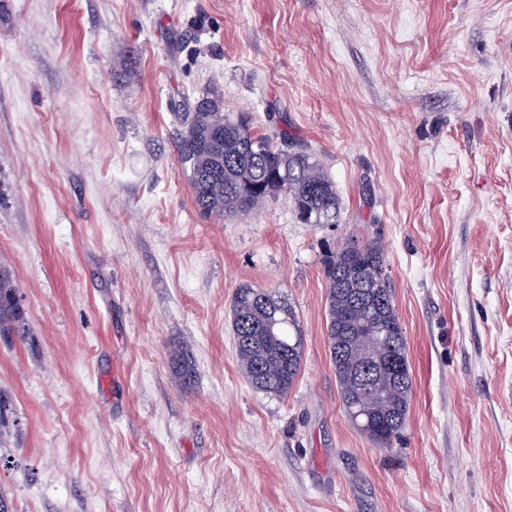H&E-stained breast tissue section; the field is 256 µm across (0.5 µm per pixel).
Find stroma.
<instances>
[{
    "mask_svg": "<svg viewBox=\"0 0 512 512\" xmlns=\"http://www.w3.org/2000/svg\"><path fill=\"white\" fill-rule=\"evenodd\" d=\"M214 91L314 151L339 223L284 192L202 217L178 115ZM353 236L413 377L389 448L328 350L321 257ZM0 265L12 512H512V0H0ZM245 283L299 320L285 396L239 367ZM27 318L9 273L0 266V337L27 336Z\"/></svg>",
    "mask_w": 512,
    "mask_h": 512,
    "instance_id": "stroma-1",
    "label": "stroma"
}]
</instances>
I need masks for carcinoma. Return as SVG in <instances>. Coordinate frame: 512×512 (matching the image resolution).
Here are the masks:
<instances>
[{
  "instance_id": "carcinoma-1",
  "label": "carcinoma",
  "mask_w": 512,
  "mask_h": 512,
  "mask_svg": "<svg viewBox=\"0 0 512 512\" xmlns=\"http://www.w3.org/2000/svg\"><path fill=\"white\" fill-rule=\"evenodd\" d=\"M180 125L177 150L202 214H246L286 192L297 220L306 213L311 220L339 223L334 182L288 132H256L251 118L224 113L217 96L198 100L181 115ZM322 265L327 341L344 412L376 446L389 448L406 422L413 381L384 248L377 240L352 238L326 249ZM232 327L237 359L250 383L266 393L287 394L300 374L304 347L290 305L273 291L243 284L233 299ZM370 334L382 338L371 354L358 340ZM25 335V311L0 267V337Z\"/></svg>"
}]
</instances>
